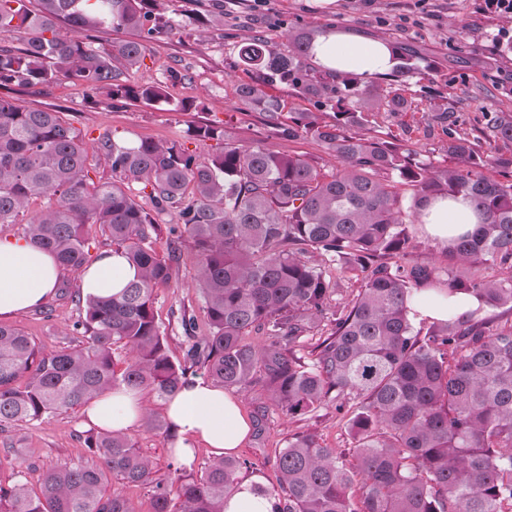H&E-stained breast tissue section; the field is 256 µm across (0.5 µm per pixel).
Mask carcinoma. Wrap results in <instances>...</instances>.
Returning <instances> with one entry per match:
<instances>
[{
    "instance_id": "carcinoma-1",
    "label": "carcinoma",
    "mask_w": 512,
    "mask_h": 512,
    "mask_svg": "<svg viewBox=\"0 0 512 512\" xmlns=\"http://www.w3.org/2000/svg\"><path fill=\"white\" fill-rule=\"evenodd\" d=\"M30 2L0 0V32L25 35L21 48L0 44V89L71 79L111 102L190 108L158 83L123 79L139 66L145 43L166 32L165 0H37L35 10ZM60 21L71 34L61 33ZM189 22L220 25L224 4L215 0ZM100 30L132 38L100 51L81 37ZM312 43L299 32L283 54L251 39L239 56L262 80L238 92L272 120L284 105L269 84L287 82L310 99L334 92L330 120L291 112L288 125V136L336 159L332 173L302 155L236 144L211 123L190 132L198 142H224L206 160L179 141L117 140L108 132L91 152L56 110L0 95V224L28 215L23 238L73 272L87 265L95 228L139 271L116 296L75 299L72 328L82 340L73 348L45 351L0 323V426L41 422L121 386L166 400L200 365L225 388L244 389L258 377L264 398L288 416L330 398L338 411L350 405L352 458L312 433L291 436L277 457V486L256 489L273 500V512H503L512 506V324L495 326L485 313L512 308V181L487 171L512 176V152L481 151L450 131L449 164L434 166L407 144L364 134L368 113L403 111L408 99L361 89L352 76L328 82L311 74ZM487 130L489 144L512 142V113H494ZM92 160L112 178L88 181ZM389 173L413 187L420 210L432 198L461 195L479 211L474 231L445 249V265L406 266L410 225ZM131 181L147 190L151 208L127 193ZM41 197L45 205L31 210ZM168 214L175 215L170 234L195 249L208 325L195 336L194 317L181 316L192 343L178 363L154 312L176 259L152 246ZM327 266L362 286L333 313L306 363L294 347L326 315L334 289ZM494 268L503 274H484ZM421 293L467 295L478 307L423 333L409 306ZM255 328L267 336L260 346L244 339ZM120 347L129 356L118 370ZM84 443L93 462H58L35 490L20 473L0 482V512H142L123 493L128 485L151 488L149 512H224L242 466L227 456L198 473L179 466L161 477L125 432L89 430ZM112 478L119 487L109 488Z\"/></svg>"
}]
</instances>
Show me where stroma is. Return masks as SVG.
<instances>
[{"label":"stroma","mask_w":512,"mask_h":512,"mask_svg":"<svg viewBox=\"0 0 512 512\" xmlns=\"http://www.w3.org/2000/svg\"><path fill=\"white\" fill-rule=\"evenodd\" d=\"M481 0H224V24L198 33L186 17L188 8L205 11L210 0H169L170 34L150 42L140 67L127 71L132 83L156 82L176 100L201 102L197 111L172 112L164 106L145 107L108 103L103 97H88L75 81L64 80L16 92L20 105L52 108L63 113L86 143L103 132L129 140H177L188 143L200 158L216 152V142L191 141L188 132L201 123L224 127L236 143L261 142L286 154L313 161L322 171L336 166L334 157L316 143L289 136L286 127L291 112H322L325 104L302 97L288 84L271 86L286 115L279 125L268 124L261 112L248 108L238 96L239 85L257 80L238 54L240 46L263 35L280 50H287V33L306 31L321 35L339 27L366 37L387 41L395 47H410L415 70L398 77L380 79L389 91L402 93L410 107L405 112L369 114L365 132L389 141L408 143L421 161L444 165V147L449 134L476 141L482 139L487 120L494 112L512 113V52L497 51L493 39L498 31L512 30V19H503L480 8ZM195 253L190 241L181 243V259L169 287L157 293L154 309L167 333L168 352L182 360L190 344L180 325L182 314L196 318L197 332H204L206 319L194 284ZM79 289L77 273L64 272L55 293L42 309L21 313L11 323L33 336L43 350L77 346L80 335L71 331L78 310L73 297ZM243 409L253 424L238 458L248 460L244 477L257 484L276 485V456L289 437L303 432L352 455L353 440L347 414L328 402L306 415L291 417L264 402L260 384L239 391ZM81 410L63 411L49 420L19 423L0 429V481L10 482L23 472L30 486H38L42 470L59 461L80 463L90 454L84 445L86 428ZM147 420L136 422L128 433L149 456L159 474H168L173 458L168 432L152 430Z\"/></svg>","instance_id":"35a3bbf8"}]
</instances>
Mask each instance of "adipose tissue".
Listing matches in <instances>:
<instances>
[{
    "instance_id": "adipose-tissue-1",
    "label": "adipose tissue",
    "mask_w": 512,
    "mask_h": 512,
    "mask_svg": "<svg viewBox=\"0 0 512 512\" xmlns=\"http://www.w3.org/2000/svg\"><path fill=\"white\" fill-rule=\"evenodd\" d=\"M312 55L324 71L351 75L366 83L392 72L395 50L381 40L364 39L343 30H329L313 42ZM421 222L440 244L473 230L479 217L463 198L431 199ZM63 274L53 254L23 238L0 239V320L39 308L54 293ZM137 270L125 258L102 251L79 274L82 296L106 298L119 294L135 279ZM146 407L139 391L115 389L92 400L83 412L86 425L124 431L139 421ZM165 415L174 433L171 453L185 467H192L198 445L213 456L238 452L252 431L236 395L210 379L191 378L165 402Z\"/></svg>"
}]
</instances>
